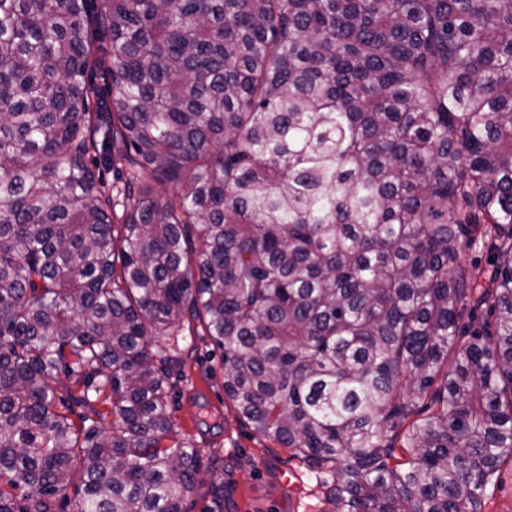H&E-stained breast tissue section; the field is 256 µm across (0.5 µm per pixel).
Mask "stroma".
<instances>
[{
  "instance_id": "stroma-1",
  "label": "stroma",
  "mask_w": 512,
  "mask_h": 512,
  "mask_svg": "<svg viewBox=\"0 0 512 512\" xmlns=\"http://www.w3.org/2000/svg\"><path fill=\"white\" fill-rule=\"evenodd\" d=\"M182 366L170 394L174 431L164 446L187 443L224 464V512H331L335 468H316L265 440L224 396L223 351L199 324L181 329Z\"/></svg>"
}]
</instances>
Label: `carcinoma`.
Returning a JSON list of instances; mask_svg holds the SVG:
<instances>
[{"label":"carcinoma","instance_id":"1","mask_svg":"<svg viewBox=\"0 0 512 512\" xmlns=\"http://www.w3.org/2000/svg\"><path fill=\"white\" fill-rule=\"evenodd\" d=\"M184 320L255 433L336 466L332 512H482L512 0H0V512H224V465L160 446ZM94 400L111 429L72 418Z\"/></svg>","mask_w":512,"mask_h":512}]
</instances>
